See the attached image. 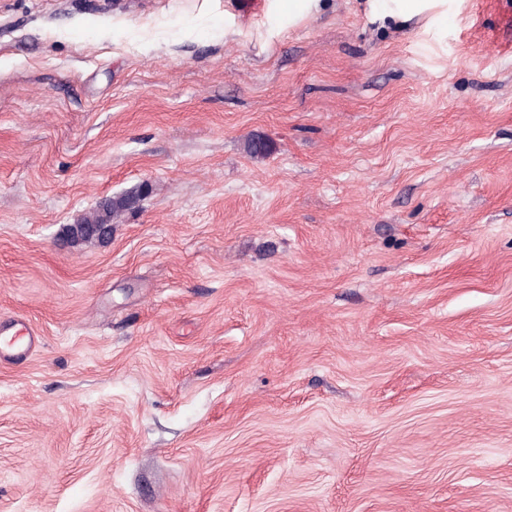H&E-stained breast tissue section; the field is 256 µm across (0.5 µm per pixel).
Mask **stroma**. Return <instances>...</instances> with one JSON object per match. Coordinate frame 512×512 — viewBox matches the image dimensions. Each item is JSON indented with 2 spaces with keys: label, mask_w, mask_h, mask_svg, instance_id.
Returning <instances> with one entry per match:
<instances>
[{
  "label": "stroma",
  "mask_w": 512,
  "mask_h": 512,
  "mask_svg": "<svg viewBox=\"0 0 512 512\" xmlns=\"http://www.w3.org/2000/svg\"><path fill=\"white\" fill-rule=\"evenodd\" d=\"M266 5L0 0V512H512V0ZM323 0H267V12L270 24L267 29L269 37L281 33L282 26L288 27L316 15ZM364 4L367 16L382 27L448 15L447 0H364ZM134 197L127 195L106 206L99 207L94 212L83 217L77 224H71L66 228V236L72 244L95 242V237L86 233V229L92 225H106L112 231V221L120 217L125 211L132 209ZM0 335V357H14L28 352L32 347V333L22 324L1 329Z\"/></svg>",
  "instance_id": "stroma-1"
}]
</instances>
